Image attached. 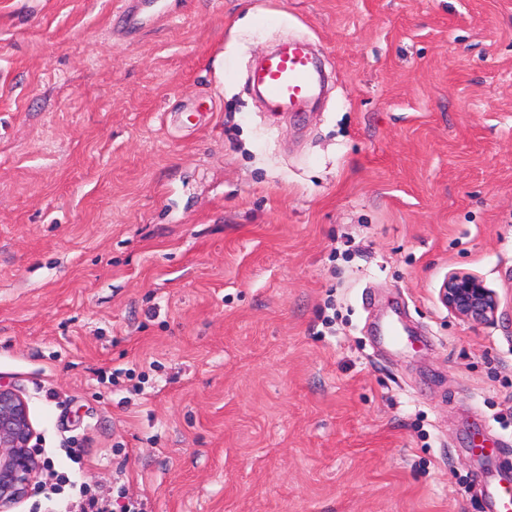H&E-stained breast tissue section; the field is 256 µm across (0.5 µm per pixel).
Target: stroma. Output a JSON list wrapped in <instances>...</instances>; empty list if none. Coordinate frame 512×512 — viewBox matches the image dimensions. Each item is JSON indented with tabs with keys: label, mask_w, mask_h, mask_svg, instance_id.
<instances>
[{
	"label": "stroma",
	"mask_w": 512,
	"mask_h": 512,
	"mask_svg": "<svg viewBox=\"0 0 512 512\" xmlns=\"http://www.w3.org/2000/svg\"><path fill=\"white\" fill-rule=\"evenodd\" d=\"M124 9L0 0V383L48 469L112 512H488L512 0ZM291 37L328 92L275 112L248 69ZM454 270L493 321L441 302ZM440 298L449 310L474 325L492 321L498 310L496 294L479 277L469 272L448 273L440 291Z\"/></svg>",
	"instance_id": "stroma-1"
}]
</instances>
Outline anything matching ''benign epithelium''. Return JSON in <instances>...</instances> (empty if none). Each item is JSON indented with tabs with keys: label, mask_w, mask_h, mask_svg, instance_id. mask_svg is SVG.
Returning <instances> with one entry per match:
<instances>
[{
	"label": "benign epithelium",
	"mask_w": 512,
	"mask_h": 512,
	"mask_svg": "<svg viewBox=\"0 0 512 512\" xmlns=\"http://www.w3.org/2000/svg\"><path fill=\"white\" fill-rule=\"evenodd\" d=\"M440 298L449 310L474 325L492 321L498 310L496 294L469 272L448 273ZM36 437L27 398L0 384V512H11L35 489L45 465L39 449L32 445Z\"/></svg>",
	"instance_id": "obj_1"
}]
</instances>
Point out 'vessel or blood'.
Wrapping results in <instances>:
<instances>
[{
  "label": "vessel or blood",
  "mask_w": 512,
  "mask_h": 512,
  "mask_svg": "<svg viewBox=\"0 0 512 512\" xmlns=\"http://www.w3.org/2000/svg\"><path fill=\"white\" fill-rule=\"evenodd\" d=\"M318 69L306 43L289 42L268 55L254 71L268 105L276 110H298L315 93ZM491 512H512V477L488 474L484 482Z\"/></svg>",
  "instance_id": "b4317fda"
}]
</instances>
